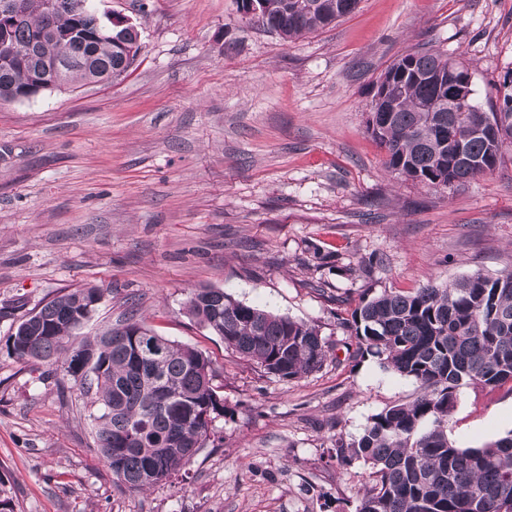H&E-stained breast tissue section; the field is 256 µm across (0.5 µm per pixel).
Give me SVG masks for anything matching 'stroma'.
Masks as SVG:
<instances>
[{
  "label": "stroma",
  "mask_w": 512,
  "mask_h": 512,
  "mask_svg": "<svg viewBox=\"0 0 512 512\" xmlns=\"http://www.w3.org/2000/svg\"><path fill=\"white\" fill-rule=\"evenodd\" d=\"M241 0H93L141 51L119 79L0 101V485L13 512H353L366 480L328 458L414 381L348 359L339 324L362 296L512 271V147L493 174L430 189L390 173L367 128L382 72L432 47L490 108L512 70V0H359L283 42ZM104 298L70 341L127 317L218 369L227 414L173 482L120 485L93 440L89 397L6 341L64 288ZM221 288L319 326L336 360L292 381L197 324L185 301ZM512 432V390L461 387L448 438Z\"/></svg>",
  "instance_id": "35a3bbf8"
}]
</instances>
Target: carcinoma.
<instances>
[{
  "mask_svg": "<svg viewBox=\"0 0 512 512\" xmlns=\"http://www.w3.org/2000/svg\"><path fill=\"white\" fill-rule=\"evenodd\" d=\"M23 0V16L0 27V86L21 92L30 66L5 52L27 48L57 60L63 84L121 77L138 56V32L101 23L92 0ZM254 24L285 42L352 13L358 0H258ZM472 79L461 62L417 49L380 75L374 99L388 110L372 135L387 152V168L430 188L493 172L512 145V71L487 112L470 97L461 108L440 102L428 76ZM462 149V156L456 155ZM103 298L96 287L75 288L24 317L7 340L10 354L43 362L91 396L95 443L113 476L131 490L171 481L205 447L225 415L216 368L201 350L160 336L138 321L66 343L91 319ZM188 314L224 346L282 380L320 370L331 347L318 326L235 300L220 288H198ZM342 326L357 340L355 355L380 358L415 381L412 401L376 414L359 437L336 443V460L362 462L367 472L354 512H512V432L480 447L448 439L456 391L512 383V271L475 273L451 283L431 281L412 291L384 290L362 300ZM161 344L162 362L143 343Z\"/></svg>",
  "mask_w": 512,
  "mask_h": 512,
  "instance_id": "obj_1",
  "label": "carcinoma"
}]
</instances>
